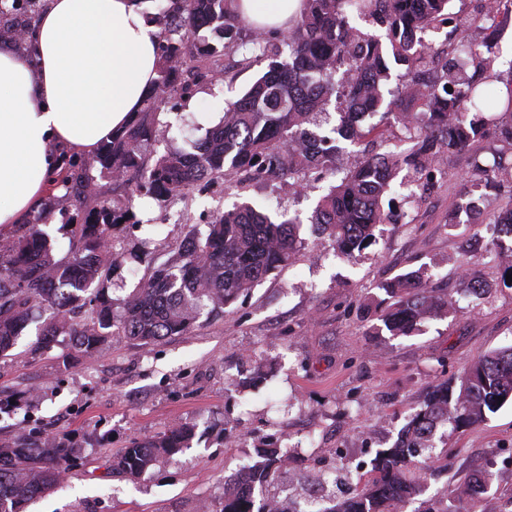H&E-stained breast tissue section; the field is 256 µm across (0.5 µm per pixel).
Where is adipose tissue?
Returning <instances> with one entry per match:
<instances>
[{"instance_id": "1", "label": "adipose tissue", "mask_w": 512, "mask_h": 512, "mask_svg": "<svg viewBox=\"0 0 512 512\" xmlns=\"http://www.w3.org/2000/svg\"><path fill=\"white\" fill-rule=\"evenodd\" d=\"M305 0H238L242 19L287 28ZM158 29L142 0H46L34 53L0 41V227L44 195L61 150L93 154L157 77Z\"/></svg>"}]
</instances>
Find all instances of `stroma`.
<instances>
[{"label": "stroma", "mask_w": 512, "mask_h": 512, "mask_svg": "<svg viewBox=\"0 0 512 512\" xmlns=\"http://www.w3.org/2000/svg\"><path fill=\"white\" fill-rule=\"evenodd\" d=\"M226 68L228 80L205 81L190 97L162 105L146 159L202 137L196 114L219 118L225 100L237 98L258 74L231 62ZM445 168L419 194L395 196L406 221L380 225L375 243L349 258L307 223L326 187L322 181L302 192L285 175L232 176L162 204L135 197L136 215L154 223L111 231L112 279L122 297L146 271L140 254L168 259L189 233L206 235L210 218L238 202L299 217L302 243L286 269L226 313L199 319L186 335L151 345L116 336L103 354L67 369L63 335L49 352L0 359V444L46 433L80 450L64 487L27 512H195L215 499L225 475L247 463L261 437L283 443L292 433L291 470L272 494L303 500L327 460L338 476L329 497H347L356 465L396 439L412 405L432 386L459 381L475 357L512 345V286L503 259L488 240L448 221L466 185L465 156L449 155ZM419 268L430 287L453 294L454 307L425 320L416 335H391L379 318L380 286ZM464 268L488 284L486 294L463 290ZM257 368L263 380L241 386ZM177 422L196 425L197 435L176 462L138 478L106 469V459L132 438ZM434 444L447 449L448 471L421 496L429 512H504L512 501L511 403L480 425L441 428ZM478 458L493 474L492 488L472 500L458 498Z\"/></svg>", "instance_id": "35a3bbf8"}]
</instances>
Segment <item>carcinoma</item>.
Returning a JSON list of instances; mask_svg holds the SVG:
<instances>
[{
	"label": "carcinoma",
	"mask_w": 512,
	"mask_h": 512,
	"mask_svg": "<svg viewBox=\"0 0 512 512\" xmlns=\"http://www.w3.org/2000/svg\"><path fill=\"white\" fill-rule=\"evenodd\" d=\"M36 0H0V40L31 34L33 24L14 22L17 6ZM451 0H306V8L288 33L271 42L241 37V18L234 0H159L153 20L159 27L158 77L140 112L127 127L102 144L93 158L64 163L53 184L74 198L76 214L63 228L68 251L58 256L41 225L53 215L44 208L19 225L18 233L0 242V357L10 355L23 331L36 324L29 346L32 355L50 351L57 337H72L62 365L100 355L110 338L125 336L154 344L188 333L199 318L224 310L238 298L280 272L292 260L299 223L275 222L248 202L212 217L205 237L191 235L173 260L148 265L140 288L125 298L108 294L113 270V226L151 224L130 209L88 206L83 191L86 170L99 167L112 178L113 189L132 198L147 195L159 202L183 193L208 178L233 172L257 174L314 173L336 178L311 216L317 232L332 237L338 254L350 257L375 242L374 231L387 221L384 201L399 169L432 178L438 161L453 153L471 154L470 188L451 210L449 223L473 224L492 231L500 255L511 258L501 226H512V200L482 222L485 194L512 180V70L497 69L496 28L479 43L465 33L485 15L462 17L449 9ZM444 20L455 22V38L435 48L417 34ZM210 31L217 43L198 33ZM467 55L472 74L459 71L454 56ZM238 55L237 66L249 68L271 58L266 70L235 101L225 102L217 124L189 148L167 152L144 162L142 147L155 138V117L172 87L189 95L199 81L224 66L226 55ZM398 69L403 83L393 93L389 84ZM341 75L334 80L335 75ZM451 90H446V86ZM342 100L336 124L321 134L319 116L327 118L332 98ZM368 115L400 126L413 146L366 155L355 166L331 170L339 140L370 138L383 142L378 125L361 128ZM501 142L498 161L488 168L479 159L489 130ZM422 269L411 270L382 285L380 320L396 336H410L430 316L448 313L452 296L427 288ZM512 402V346L482 354L461 377L460 385H434L407 416L397 439L379 448L369 463L356 468L361 489L321 512H408L425 490V481L446 466L448 450L435 452L431 441L439 427L475 426ZM196 436V426L177 425L149 438H134L112 457V473L139 477L163 461L172 462ZM287 448L274 442L254 446L252 463L224 477L221 494L204 512H299L276 497L250 498L237 488L253 484L265 489L287 470ZM77 464V449L50 435L28 436L0 445V512H25L36 498L54 493L63 474Z\"/></svg>",
	"instance_id": "1"
}]
</instances>
